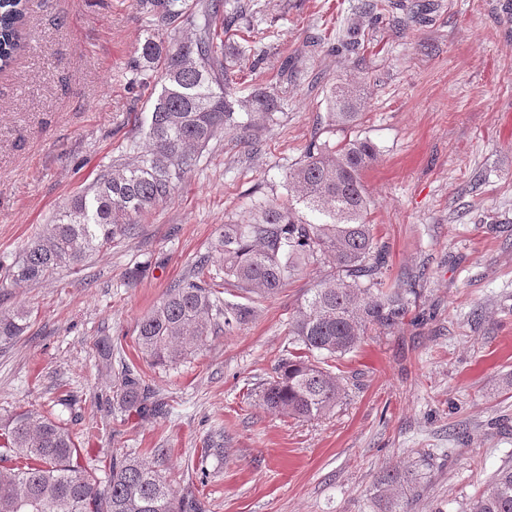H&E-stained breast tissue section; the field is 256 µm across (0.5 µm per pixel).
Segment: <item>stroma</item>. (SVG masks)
Returning <instances> with one entry per match:
<instances>
[{"instance_id":"1","label":"stroma","mask_w":512,"mask_h":512,"mask_svg":"<svg viewBox=\"0 0 512 512\" xmlns=\"http://www.w3.org/2000/svg\"><path fill=\"white\" fill-rule=\"evenodd\" d=\"M252 0L238 97L284 100L274 121L210 143L171 196L80 269L0 280V310L30 311L0 347V422L54 411L79 460L150 462L201 512H369L385 467L421 476L409 512H464L512 463V0ZM354 52H337L347 32ZM150 32L134 0H28L27 46L0 72V263L10 264L104 169L133 162L153 84L132 63ZM364 90L352 127L323 123L337 79ZM369 139L363 182L388 249L385 281L415 286L405 325L339 363L347 395L320 418L264 410L257 394L288 322L327 271L308 267L183 363L150 366L136 326L192 272L224 225L288 196L311 141ZM112 341L104 368L95 343ZM130 365L163 409L122 412ZM223 448V456L202 457Z\"/></svg>"}]
</instances>
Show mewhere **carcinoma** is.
Masks as SVG:
<instances>
[{
	"mask_svg": "<svg viewBox=\"0 0 512 512\" xmlns=\"http://www.w3.org/2000/svg\"><path fill=\"white\" fill-rule=\"evenodd\" d=\"M151 18V34L138 48L144 80L161 85L151 100L145 137L149 148L138 160L118 164L73 196L56 223L10 265L12 279L36 282L62 265L77 268L92 253L131 233L177 182L199 163L210 142L229 130L245 131L257 120L271 121L281 107L269 87L238 98L233 79L239 57L224 49L215 28L220 8L235 23L248 20L245 0H136ZM27 0H0V70L25 48ZM195 37L172 43L168 31L178 20ZM358 90L343 82L329 100L328 119L339 128L359 118ZM377 155L366 139L337 145L312 141L287 180L292 194L265 201L251 222L226 224L213 246L224 266V289L250 299L274 295L304 267L325 261L332 270L288 322L292 349L281 359L259 395L260 405L299 421L319 417L345 397L344 378L332 363L361 345L371 332L386 333L405 323L413 288L388 287V253L374 225L363 172ZM211 256L193 275L167 289L137 324L136 345L152 365L172 367L219 330L231 332L248 308L224 302L211 280ZM30 312L0 311V345L12 344L28 328ZM150 390L140 373L126 368L119 405L147 414ZM73 434L57 418L19 411L0 424V449L15 457L0 468V512H187L176 504L165 477L137 458L112 460L100 484L74 460ZM419 475L395 467L379 472L371 512H408L407 494ZM465 512H512V464L499 468L467 504Z\"/></svg>",
	"mask_w": 512,
	"mask_h": 512,
	"instance_id": "obj_1",
	"label": "carcinoma"
}]
</instances>
